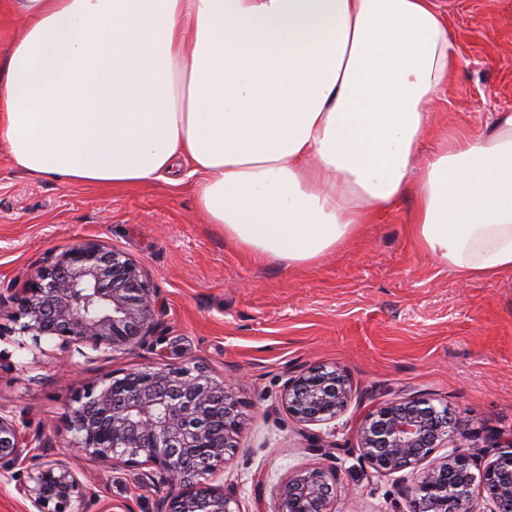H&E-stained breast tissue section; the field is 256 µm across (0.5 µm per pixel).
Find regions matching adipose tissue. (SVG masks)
Masks as SVG:
<instances>
[{"mask_svg": "<svg viewBox=\"0 0 512 512\" xmlns=\"http://www.w3.org/2000/svg\"><path fill=\"white\" fill-rule=\"evenodd\" d=\"M16 4L0 145L18 169L135 186L182 162L225 238L294 267L410 193L421 252L464 280L512 273V112L480 135L436 127L456 70L437 0Z\"/></svg>", "mask_w": 512, "mask_h": 512, "instance_id": "adipose-tissue-1", "label": "adipose tissue"}]
</instances>
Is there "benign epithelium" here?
I'll return each mask as SVG.
<instances>
[{
  "instance_id": "benign-epithelium-1",
  "label": "benign epithelium",
  "mask_w": 512,
  "mask_h": 512,
  "mask_svg": "<svg viewBox=\"0 0 512 512\" xmlns=\"http://www.w3.org/2000/svg\"><path fill=\"white\" fill-rule=\"evenodd\" d=\"M17 333L34 343L51 336L82 348L124 351L155 335L159 308L139 268L125 253L96 243L73 245L14 289ZM350 387L334 367L314 366L288 379L283 404L304 424H329L346 410ZM65 418L76 450L92 460L133 468L163 488L157 512H235L224 487L212 484L224 455L236 447L233 388L200 367L160 363L87 388ZM475 435L448 406L425 398L389 402L358 429L361 459L380 475L426 466L413 476L412 512H470L474 483L488 494V512H512V437L495 440L496 459L472 472L465 449ZM450 448L433 457L438 448ZM42 434L0 413V480L27 471L15 485L35 512H75L84 497L66 460H47ZM334 481L313 468L277 489L278 512H331Z\"/></svg>"
}]
</instances>
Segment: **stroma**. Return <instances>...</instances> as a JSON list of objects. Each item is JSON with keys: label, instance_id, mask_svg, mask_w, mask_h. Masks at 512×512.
<instances>
[{"label": "stroma", "instance_id": "35a3bbf8", "mask_svg": "<svg viewBox=\"0 0 512 512\" xmlns=\"http://www.w3.org/2000/svg\"><path fill=\"white\" fill-rule=\"evenodd\" d=\"M459 49L440 126L479 135L512 112V0H440ZM413 197L317 264L294 268L227 241L184 184L62 185L30 175L0 149V291L79 242L124 252L154 289L161 323L150 344L87 350L77 369L59 339L16 334L0 304V411L24 417L54 450L69 447L63 413L83 390L157 363L199 365L235 385L237 447L217 482L236 512H277L276 489L296 472L335 475L333 512H410L408 482L364 467L357 431L384 403L425 397L477 435L494 459L512 434V273L462 280L419 252ZM336 366L352 396L334 425H300L281 396L289 377ZM333 442V456L318 451ZM86 495L79 512H154L160 489L136 471L72 453Z\"/></svg>", "mask_w": 512, "mask_h": 512}]
</instances>
